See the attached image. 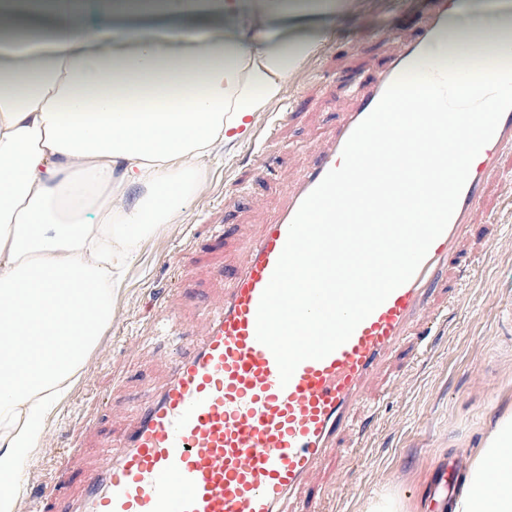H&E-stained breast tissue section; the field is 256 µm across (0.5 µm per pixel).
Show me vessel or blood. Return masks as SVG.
<instances>
[{
  "instance_id": "1",
  "label": "vessel or blood",
  "mask_w": 512,
  "mask_h": 512,
  "mask_svg": "<svg viewBox=\"0 0 512 512\" xmlns=\"http://www.w3.org/2000/svg\"><path fill=\"white\" fill-rule=\"evenodd\" d=\"M448 25V0H436L413 37L394 42L387 64L363 81L354 105L314 149L300 175L283 179L275 222L242 244L222 288L198 308L190 350L166 359L138 405L113 414L105 455L71 458L44 487L43 512H321L328 492L319 478L325 458L364 443L354 419L379 373L402 346L423 348L447 314L439 292L495 248L512 179V110L471 163L445 231L410 280L396 288L320 360L298 365L281 384L272 351L256 336L257 310L306 197L342 163L354 129L387 87L416 60L435 55Z\"/></svg>"
}]
</instances>
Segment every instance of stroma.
Returning a JSON list of instances; mask_svg holds the SVG:
<instances>
[{
    "mask_svg": "<svg viewBox=\"0 0 512 512\" xmlns=\"http://www.w3.org/2000/svg\"><path fill=\"white\" fill-rule=\"evenodd\" d=\"M356 2L354 14L327 19L334 37L302 61L249 133L201 164V187L173 222L143 240L112 321L85 356L80 382L59 406L41 448L21 466L24 493L15 512H39L41 487L81 442L87 422L109 428L112 410L141 399L172 347L170 338L150 334L159 292L177 285L189 268L235 264L234 249L206 253L202 240L217 238L225 225L245 240L276 219L284 203L282 174L302 169L352 104L355 86L385 64L396 37L422 28L432 4ZM271 122L275 138L257 157L254 143ZM502 232V247L463 277L455 309L429 351L397 359L402 384L374 388L383 405L365 447L327 458L322 478L332 498L326 512H367L380 498L393 501L396 512H441L439 503L449 496L441 470L461 478L489 420L512 406V222Z\"/></svg>",
    "mask_w": 512,
    "mask_h": 512,
    "instance_id": "35a3bbf8",
    "label": "stroma"
}]
</instances>
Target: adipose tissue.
<instances>
[{"label":"adipose tissue","instance_id":"ef3b65f1","mask_svg":"<svg viewBox=\"0 0 512 512\" xmlns=\"http://www.w3.org/2000/svg\"><path fill=\"white\" fill-rule=\"evenodd\" d=\"M220 7L221 40L171 23ZM344 0H0V512L20 465L112 321L140 243L181 211L198 161L243 138L313 40L275 42L268 18H316ZM455 0L436 55L480 45ZM146 18L112 36L102 19ZM512 411L479 443L449 512H512Z\"/></svg>","mask_w":512,"mask_h":512}]
</instances>
